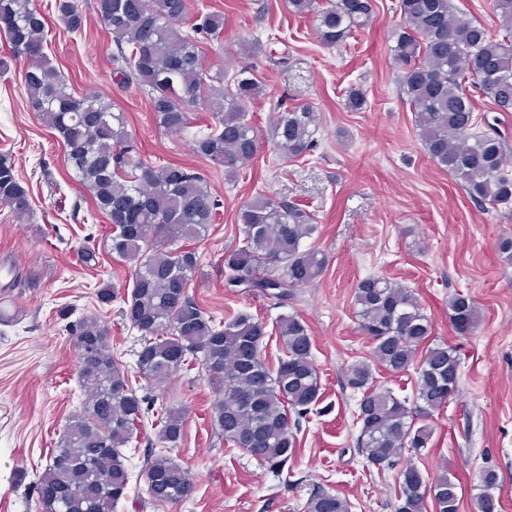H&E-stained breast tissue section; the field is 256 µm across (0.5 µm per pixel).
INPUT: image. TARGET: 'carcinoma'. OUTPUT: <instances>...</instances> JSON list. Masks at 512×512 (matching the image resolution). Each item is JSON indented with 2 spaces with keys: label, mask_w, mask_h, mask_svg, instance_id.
<instances>
[{
  "label": "carcinoma",
  "mask_w": 512,
  "mask_h": 512,
  "mask_svg": "<svg viewBox=\"0 0 512 512\" xmlns=\"http://www.w3.org/2000/svg\"><path fill=\"white\" fill-rule=\"evenodd\" d=\"M291 12L312 18L325 47L346 42L373 15V0H288ZM403 25L391 52L400 67L402 91L413 107L424 149L451 173L481 209L512 205V156L488 118L478 112L476 96H485L498 112H512V0H492L502 35L457 14L451 0H399ZM54 13L67 32L80 34L87 24L79 0H54ZM112 37L113 74L149 99L159 124L170 134L189 125V108L211 113L214 127L195 140V150L211 164L237 173L257 153L258 137L247 120L248 104L263 93L248 70L232 83L204 67L203 45L224 33V13L205 11L192 0H99L93 7ZM47 16L31 0H0V30L11 52L27 60V106L42 124L62 136L65 161L92 194L97 211L112 224V252L134 267L124 297L125 319L144 336L137 352L139 372L161 383L190 365L201 368L218 399L213 429L224 441L279 471L293 457L296 440L289 411L304 414L320 397L308 326L295 314L276 327L284 350L272 370L261 357L265 324L252 314L215 319L189 293L198 267L196 251L168 244L193 241L208 231L219 200L202 175L180 164H146L126 129L123 112L98 95L79 97L53 66L46 47ZM272 134L282 156L296 159L316 147L317 113L308 106L280 107ZM0 205L19 220L29 218V193L7 154L0 155ZM241 245L224 252L225 287H243L279 300L324 271L326 256L302 248L317 230L310 212L298 205L258 195L237 214ZM278 268L271 276L260 269ZM354 305L359 324L372 340V356L387 370L416 366L419 414L444 409L457 391L460 355L444 344L420 347L432 335L430 318L408 288L379 276L362 279ZM450 320L466 335L479 322L472 297L456 293L449 300ZM58 317L75 337L79 380L85 400L70 417L61 445L35 482L41 512H113L127 493L129 475L122 449L138 434L146 398L137 394L113 359L107 331L96 317ZM346 384L362 392L357 414V447L380 469L399 466L403 455H418L432 430L417 425L414 411L390 391L373 384L371 366L355 362ZM185 412L160 407L158 440L176 444ZM147 493L156 503L173 504L193 495L189 473L167 456L156 457L145 473ZM395 512H459L461 485L443 473L430 481L409 462L400 471ZM474 512H501L498 473L479 471ZM306 512H349L341 496L325 490L307 501Z\"/></svg>",
  "instance_id": "carcinoma-1"
}]
</instances>
